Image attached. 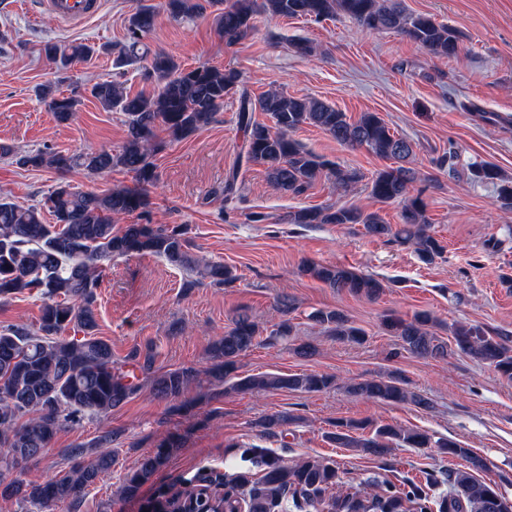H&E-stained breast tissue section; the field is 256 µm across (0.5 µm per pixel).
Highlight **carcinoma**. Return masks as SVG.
<instances>
[{
  "label": "carcinoma",
  "instance_id": "carcinoma-1",
  "mask_svg": "<svg viewBox=\"0 0 512 512\" xmlns=\"http://www.w3.org/2000/svg\"><path fill=\"white\" fill-rule=\"evenodd\" d=\"M215 13L218 34L229 43L246 38L256 29L260 15L270 18H301L322 21L344 15L369 31H394L424 48L436 58H449L460 50V35L426 14L407 11L401 0H164V11L175 21ZM158 17L151 4H140L129 15L126 42L107 45L103 50L115 54V67L142 64V76L156 89L135 95L124 83L110 80L91 87V96L106 110L125 116L126 135L121 150L62 151L37 150L24 154L0 148V157H12L16 164L32 169L65 172L82 168L92 175L119 168L134 174L137 186H115L103 193L79 191L60 182L46 197L44 206L53 216L49 224L42 208L21 206L0 198V304L17 295L28 294L41 302L36 326L8 324L0 327V498L36 505L45 512H56L63 504L79 498L112 469L116 454L112 450L114 432L99 436L101 448L85 458V447L63 449L68 466L52 478L26 482L13 473L52 447L60 432L85 416L106 419L142 388L137 376L152 379L157 397L180 401L175 409L186 410L182 400L195 377L189 368L157 372L153 349L135 347L125 365L112 361V344L96 335L98 289L104 272L115 258L132 254L154 255L189 274L184 287L193 288L207 280L215 286L237 280L233 269L222 261L199 259L192 253L188 229L182 225L128 224L114 230L115 219L143 215L149 205L148 188L157 175L151 156L155 130L162 126L174 140H182L211 123L224 106V97L237 87L239 75L231 69L201 64L184 68L163 51H152L143 42ZM46 58L65 69L72 61L87 59L98 52L92 45L78 43L60 49L48 43ZM47 101L59 124L73 120L77 94L57 95L45 86L37 90ZM270 116L272 125L255 118V112ZM238 123L245 135L247 161L265 167L268 181L278 190L299 195L316 179L332 176L341 188L358 181L355 171L343 170L307 149L291 133L303 124L322 129L339 144L350 149L366 148L394 161L372 178L370 195L378 202L402 203L398 228L386 223L376 212L358 207L333 205L302 207L288 213L290 224H360L365 234L383 237L407 246L424 263L439 257L444 246L431 231L426 216L423 192L411 193L421 177L405 166L413 153L410 141L391 133L375 112H365L354 122L346 113L316 99L288 96L269 90L252 97L247 90L239 96ZM472 179L496 186L501 205L512 209V178L504 177L489 164L471 167ZM433 182L427 175L421 178ZM301 272L354 296L377 299L383 293L378 279L351 268L305 261ZM295 304L283 296L278 301L280 321L269 335L246 311L232 320V327L209 348L210 377L234 392L294 391L321 392L334 384L325 374H238V360L251 348L274 341L295 343L294 351L303 357L315 353V346L296 332L292 314ZM329 335L349 343H361L365 332L348 316L335 309H319L308 315ZM435 317L419 311L411 318L391 315L384 321L389 335L395 336L402 350L426 358L445 360L448 343L433 331ZM76 332L66 336L67 330ZM82 337H77V334ZM457 352L487 364L504 380L512 382V341L507 334L480 327L451 326ZM348 392L367 400L405 403L428 409L430 402L404 388L390 376L366 379L348 387ZM295 420L286 412L261 417L255 427L262 436H278ZM363 424L336 421L326 438L338 448H352L382 457L397 444L405 448H437L440 453L465 461L463 468L450 469L425 480L405 479L403 488L385 481L363 493H338L339 469L333 463L307 459L284 461L267 448L252 445L244 458L253 469L238 473L224 485V494L204 495L197 487L170 496H160L145 504L148 512H512V500L494 483L476 478L485 467L483 459L470 449L449 439L432 441L425 433L391 424L363 433ZM180 439L161 441L125 473L121 493L126 498L139 496L141 487L166 465ZM440 484L448 492L436 491Z\"/></svg>",
  "mask_w": 512,
  "mask_h": 512
}]
</instances>
